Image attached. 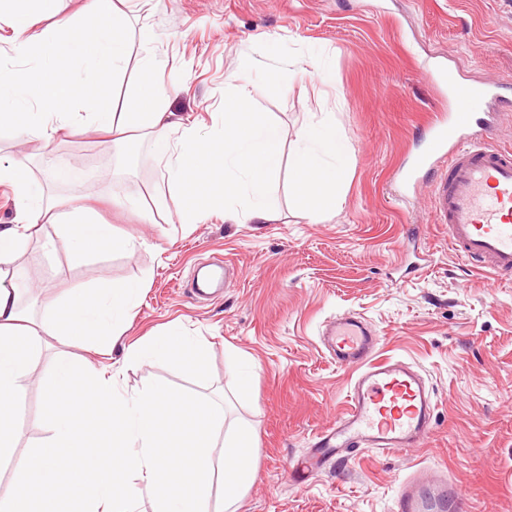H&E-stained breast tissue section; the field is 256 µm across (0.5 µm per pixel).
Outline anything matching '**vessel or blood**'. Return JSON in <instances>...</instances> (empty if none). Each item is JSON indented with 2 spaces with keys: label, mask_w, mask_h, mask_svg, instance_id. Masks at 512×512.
Wrapping results in <instances>:
<instances>
[{
  "label": "vessel or blood",
  "mask_w": 512,
  "mask_h": 512,
  "mask_svg": "<svg viewBox=\"0 0 512 512\" xmlns=\"http://www.w3.org/2000/svg\"><path fill=\"white\" fill-rule=\"evenodd\" d=\"M436 81L448 88V113L432 125L428 148L411 158L407 172L442 166L432 206L449 245L465 259L512 276V151L496 143L494 123L479 121L492 88L456 68ZM323 340L336 364L356 376L348 410L334 428L314 437L321 456L362 444L388 451L414 447L433 413L418 373L400 360L374 361L375 341L361 321L329 322Z\"/></svg>",
  "instance_id": "1"
}]
</instances>
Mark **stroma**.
Instances as JSON below:
<instances>
[{"label":"stroma","mask_w":512,"mask_h":512,"mask_svg":"<svg viewBox=\"0 0 512 512\" xmlns=\"http://www.w3.org/2000/svg\"><path fill=\"white\" fill-rule=\"evenodd\" d=\"M128 65L113 92L120 104L145 76L144 43L168 60L165 79L182 82L170 103L177 117L209 128L234 104L226 78L243 58L277 86L253 109L278 124L281 168L270 200L272 224H228L223 211L181 223L180 199L163 183L154 141L131 133L114 162L111 138L76 131L44 149L41 141L0 134V156H28L26 173L81 166L83 181L58 196L95 201L115 237H134L133 253L110 250L76 261L49 256L44 225L14 260L49 298L80 288L148 279L151 287L122 347L111 356L49 338L33 363L17 417L14 453L34 454L47 438L44 395L60 357L117 372L130 396L163 383L223 406L227 421L252 428V477L237 512H398L402 482L413 479L419 512H512V276L475 269L448 245L430 203L440 169L403 180L407 157L425 149L429 125L445 102L422 71L463 69L477 82L512 83V0H135L127 11ZM257 34L276 39L278 58ZM328 54L333 85L293 81L296 60ZM292 81V91L280 84ZM332 112L353 161L345 199L319 222L298 217L290 157L311 113ZM144 196L156 221L127 207ZM353 316L374 330L377 360L418 367L434 390L431 433L403 451L344 448L311 467L312 437L349 407L351 370L337 367L320 342L327 321ZM180 321L209 346L207 370L191 377L169 365L128 363L122 348ZM256 367L238 383L234 358ZM71 455L75 491L64 512H83L95 476L112 455L96 418Z\"/></svg>","instance_id":"1"}]
</instances>
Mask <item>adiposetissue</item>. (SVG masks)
Wrapping results in <instances>:
<instances>
[{
	"mask_svg": "<svg viewBox=\"0 0 512 512\" xmlns=\"http://www.w3.org/2000/svg\"><path fill=\"white\" fill-rule=\"evenodd\" d=\"M60 0H0V24L11 55L0 56V132L31 135L52 143L68 129L124 132L145 130L161 147L166 185L186 201L183 223L204 221L221 208L228 224H269L279 218L269 197L280 167V127L253 113L267 79L231 74L238 109L222 125L208 129L177 120L170 101L180 86L156 83L149 93L134 92L121 112L111 111L112 85L127 67V15L113 0H93L91 15H61ZM351 160L336 133V115H311L295 142L294 186L299 217L317 222L343 200L344 173ZM19 159L0 160V185L14 199L11 223L0 225V263L18 254L42 225L57 228L59 245L77 261L109 250L133 251L130 239H118L95 209L79 199L54 201L51 186L75 181L73 168L56 165L48 179L25 176ZM24 276L0 272V465L11 468L8 493L0 495V512H34L30 492L41 488L56 503L70 497L64 480L77 462L68 455L85 424L79 415L94 412L112 434V458L96 477L98 493L85 512H135L139 483L160 486L154 512H210L214 483L224 487V505L242 497L250 479L252 445L248 433L226 432L219 458H212L206 425L214 406L183 399L161 386L143 389L119 402L114 377L92 364L62 359L55 381L71 383L85 376L95 382L89 395L48 392L44 422L48 437L27 458L14 455L19 429L15 415L24 381L51 336H74L90 350H104L126 330L150 286L140 279L116 286L82 288L48 302L41 319L19 304ZM207 354L205 341L186 333L181 322L168 323L126 359H157L199 374ZM198 421L187 452H178L174 431Z\"/></svg>",
	"mask_w": 512,
	"mask_h": 512,
	"instance_id": "obj_1",
	"label": "adipose tissue"
}]
</instances>
